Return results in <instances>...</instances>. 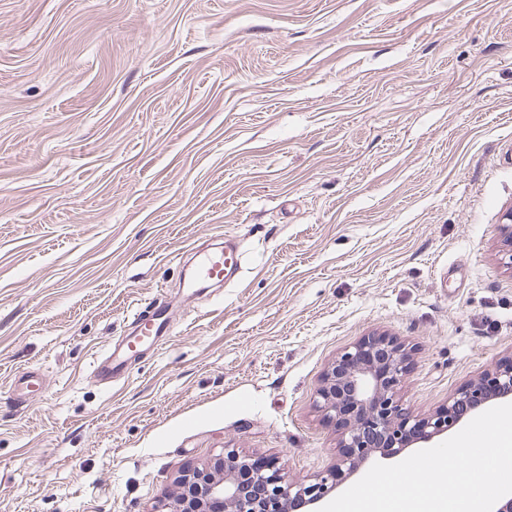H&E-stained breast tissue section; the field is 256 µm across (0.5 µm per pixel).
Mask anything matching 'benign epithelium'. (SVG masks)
Instances as JSON below:
<instances>
[{
  "instance_id": "7a95c632",
  "label": "benign epithelium",
  "mask_w": 512,
  "mask_h": 512,
  "mask_svg": "<svg viewBox=\"0 0 512 512\" xmlns=\"http://www.w3.org/2000/svg\"><path fill=\"white\" fill-rule=\"evenodd\" d=\"M502 257L512 267V208L504 215ZM406 347L386 336L360 339L325 373L316 407L323 418L342 429V451L335 466L313 479L288 478L274 459L264 468L252 467L251 458L234 450L208 467L188 465L176 477L178 494L159 503L152 512H210L218 502L224 512H290V504L318 506L337 487L338 475L355 473L375 454L395 458L417 433L430 442L461 420L459 408L474 398L483 402L512 398V362L493 367L481 380L458 390L435 413L417 418L402 407L399 386L408 371Z\"/></svg>"
}]
</instances>
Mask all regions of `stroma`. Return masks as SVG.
<instances>
[{
    "label": "stroma",
    "mask_w": 512,
    "mask_h": 512,
    "mask_svg": "<svg viewBox=\"0 0 512 512\" xmlns=\"http://www.w3.org/2000/svg\"><path fill=\"white\" fill-rule=\"evenodd\" d=\"M511 208L512 0H0V512H151L228 448L312 478L372 334L434 413L512 357ZM223 233L238 279L187 287ZM169 320L167 305L158 301L154 304V313L151 320H138L134 322L132 331L126 338L123 350L112 352L110 356L99 358L96 365L97 376L103 381L126 374L129 360H131L141 347L152 343L157 337L167 333Z\"/></svg>",
    "instance_id": "obj_1"
}]
</instances>
